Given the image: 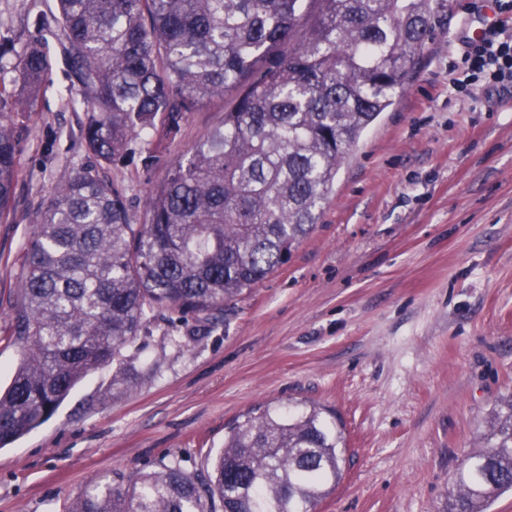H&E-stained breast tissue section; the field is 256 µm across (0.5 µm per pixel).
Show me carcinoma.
I'll list each match as a JSON object with an SVG mask.
<instances>
[{"instance_id":"obj_1","label":"carcinoma","mask_w":512,"mask_h":512,"mask_svg":"<svg viewBox=\"0 0 512 512\" xmlns=\"http://www.w3.org/2000/svg\"><path fill=\"white\" fill-rule=\"evenodd\" d=\"M446 0H57L59 60L96 164L56 188L24 245L9 336L22 352L0 392V448L49 420L130 346L154 310L219 318L284 264L323 213L367 128L409 83ZM0 35V219L21 163L16 117L51 61ZM11 79H6V75ZM239 90L132 223L104 166L142 134ZM344 439L315 405L252 408L205 477L177 462L96 478L69 512H312L342 479ZM512 490V397L460 461L448 512Z\"/></svg>"}]
</instances>
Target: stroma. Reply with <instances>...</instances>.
<instances>
[{
  "label": "stroma",
  "instance_id": "1",
  "mask_svg": "<svg viewBox=\"0 0 512 512\" xmlns=\"http://www.w3.org/2000/svg\"><path fill=\"white\" fill-rule=\"evenodd\" d=\"M484 0H447L406 90L364 133L314 232L213 322L161 308L133 348L88 375L55 415L0 448V512H68L91 480L175 461L204 473L224 428L272 402L335 412L346 463L314 512H445L462 457L512 394V88L466 99L462 29ZM56 0H0V31L56 43ZM53 64L17 120L21 173L0 222V387L21 353L4 316L22 245L59 182L94 164L84 112ZM133 140L106 173L134 223L171 164L233 104ZM181 337L174 345L172 337ZM124 373L129 389L112 378Z\"/></svg>",
  "mask_w": 512,
  "mask_h": 512
}]
</instances>
